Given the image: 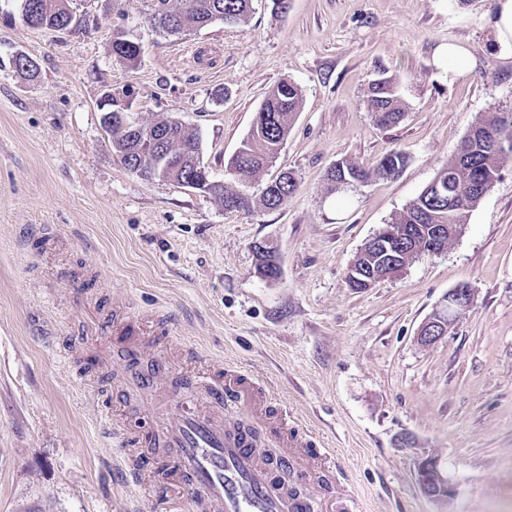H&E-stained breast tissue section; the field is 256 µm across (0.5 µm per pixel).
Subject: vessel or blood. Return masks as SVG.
<instances>
[{
	"label": "vessel or blood",
	"instance_id": "b4317fda",
	"mask_svg": "<svg viewBox=\"0 0 512 512\" xmlns=\"http://www.w3.org/2000/svg\"><path fill=\"white\" fill-rule=\"evenodd\" d=\"M185 365L197 378L191 398L178 413L165 414L158 391L177 387ZM116 393L139 397L137 408L124 416H103L123 437L112 473L124 485L193 497L199 512H313L314 502L290 497L263 451L235 428L241 415L256 418L284 457L301 459V474L313 477L323 494H336L328 479L336 469L333 454L289 434L278 401L255 392L252 373L240 366L210 364L185 348L162 373L123 382Z\"/></svg>",
	"mask_w": 512,
	"mask_h": 512
}]
</instances>
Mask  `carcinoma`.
Wrapping results in <instances>:
<instances>
[{"label": "carcinoma", "instance_id": "cac0c4a2", "mask_svg": "<svg viewBox=\"0 0 512 512\" xmlns=\"http://www.w3.org/2000/svg\"><path fill=\"white\" fill-rule=\"evenodd\" d=\"M251 0H155L149 18L152 27L168 35L200 30L215 21L240 24L246 21ZM22 20L35 18L41 29L76 31L83 20L69 7V0H20ZM112 55L134 66L140 60L138 43L118 33L112 39ZM15 72L25 79L37 77V63L20 54L12 59ZM302 105L301 89L291 81L271 88L262 102L260 121L251 127L242 142L241 152L233 159L237 180L230 185L214 179L201 159L198 133L176 120H163L152 125L129 121L127 110L112 103L102 108L103 125L112 136V149L127 169L146 180L160 179L179 186L200 178L207 194L225 200L234 188L245 186L253 177L275 161L286 142L292 124ZM367 105L382 126L398 123L404 114L393 79L384 77L369 88ZM158 139L156 163L142 170L133 160L148 148L151 138ZM512 159V112H492L475 123L448 163L405 208L395 220L405 235V252L417 258L427 247L434 224H463L466 213L474 208L493 188L505 160ZM405 157L398 151L385 154L373 170H365L349 162L340 166L352 180L364 181L373 176L387 178L399 174ZM298 182L290 172H282L269 181L262 191L261 202L268 209H279L295 190Z\"/></svg>", "mask_w": 512, "mask_h": 512}]
</instances>
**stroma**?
I'll return each instance as SVG.
<instances>
[{
	"label": "stroma",
	"instance_id": "obj_1",
	"mask_svg": "<svg viewBox=\"0 0 512 512\" xmlns=\"http://www.w3.org/2000/svg\"><path fill=\"white\" fill-rule=\"evenodd\" d=\"M252 0L247 23L221 21L179 37L148 23L152 0H71L85 31L26 25L0 0V512H165L112 477L116 439L91 403L110 382L88 352L108 325L168 320L146 357L189 347L246 367L336 455L339 484L360 512H512V161L472 208L447 252L353 291L349 266L403 213L491 112H512V55L495 45L496 0ZM122 32L142 56L112 54ZM469 49L471 71L449 79L436 50ZM35 59L20 78L16 53ZM396 80L405 114L377 124L370 83ZM297 84L303 102L274 167L250 184L249 211L126 169L102 124L105 90L131 91L141 124L176 119L199 134L224 179L266 92ZM405 154L391 179L329 190L346 161ZM298 188L281 208L260 195L278 170ZM280 268L257 273L255 244ZM464 286L473 311L435 344L421 324ZM436 457L454 489L428 498L415 472Z\"/></svg>",
	"mask_w": 512,
	"mask_h": 512
}]
</instances>
